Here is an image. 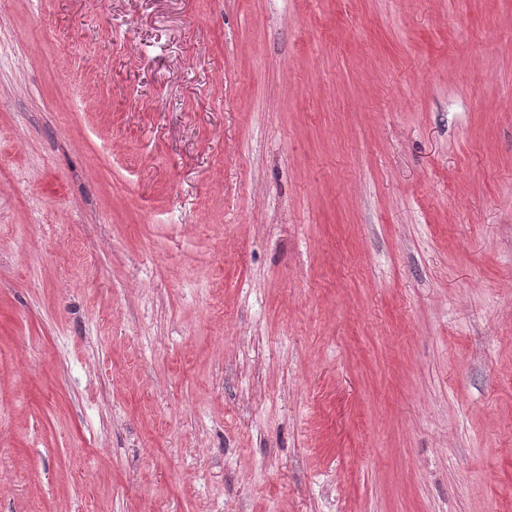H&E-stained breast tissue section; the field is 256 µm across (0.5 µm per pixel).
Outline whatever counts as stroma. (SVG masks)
Here are the masks:
<instances>
[{
	"instance_id": "obj_1",
	"label": "stroma",
	"mask_w": 512,
	"mask_h": 512,
	"mask_svg": "<svg viewBox=\"0 0 512 512\" xmlns=\"http://www.w3.org/2000/svg\"><path fill=\"white\" fill-rule=\"evenodd\" d=\"M0 512H512V0H0Z\"/></svg>"
}]
</instances>
